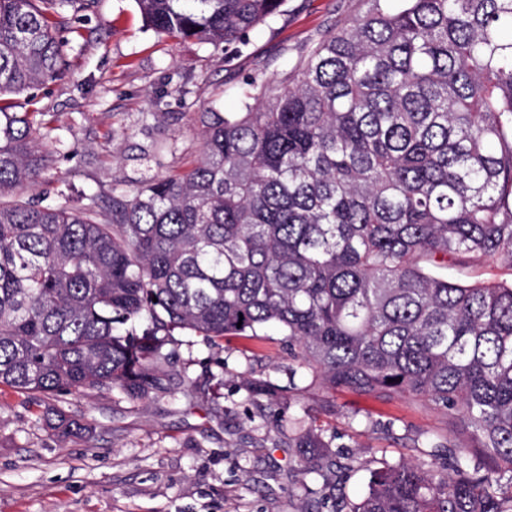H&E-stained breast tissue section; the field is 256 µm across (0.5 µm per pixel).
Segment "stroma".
Listing matches in <instances>:
<instances>
[{"mask_svg": "<svg viewBox=\"0 0 512 512\" xmlns=\"http://www.w3.org/2000/svg\"><path fill=\"white\" fill-rule=\"evenodd\" d=\"M364 0H287L283 15L227 48L149 29L135 0H94L63 14L65 76L34 94L10 97L12 112H40L47 156L41 184L22 199L78 208L102 205L146 179L183 172L203 153L199 116L240 111L250 79L278 84ZM165 371L172 395L132 401L117 391L64 398L90 425L63 436L41 409L0 385V512H299L322 478L299 472L281 419L319 413L314 387L273 407L268 425L249 422L250 380L288 382L278 329L211 348L176 332ZM393 431H386V423ZM350 499L383 463L420 461L443 416L422 401L382 402L336 394L329 419Z\"/></svg>", "mask_w": 512, "mask_h": 512, "instance_id": "1", "label": "stroma"}]
</instances>
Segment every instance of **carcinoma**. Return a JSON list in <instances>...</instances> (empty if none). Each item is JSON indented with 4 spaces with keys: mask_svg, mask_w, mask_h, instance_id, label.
I'll list each match as a JSON object with an SVG mask.
<instances>
[{
    "mask_svg": "<svg viewBox=\"0 0 512 512\" xmlns=\"http://www.w3.org/2000/svg\"><path fill=\"white\" fill-rule=\"evenodd\" d=\"M0 0V94L65 74L54 17ZM241 112L201 115L204 152L101 207L12 199L39 182L38 112H0V385L48 427L89 426L64 394L169 393L173 332L210 347L276 325L289 397L318 385L425 401L446 430L422 463L333 496L335 436L288 417V447L333 512H512V0H367ZM285 0H136L153 29L214 46ZM453 267L458 276L437 274ZM281 389L251 383L264 423Z\"/></svg>",
    "mask_w": 512,
    "mask_h": 512,
    "instance_id": "carcinoma-1",
    "label": "carcinoma"
}]
</instances>
